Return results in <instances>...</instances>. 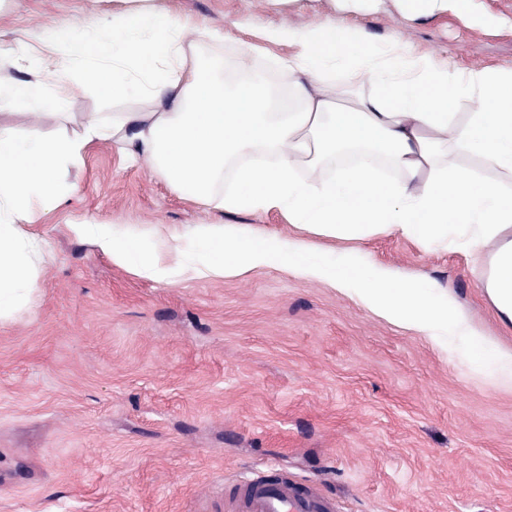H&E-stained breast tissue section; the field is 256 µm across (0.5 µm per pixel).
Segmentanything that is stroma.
Here are the masks:
<instances>
[{
    "label": "stroma",
    "mask_w": 512,
    "mask_h": 512,
    "mask_svg": "<svg viewBox=\"0 0 512 512\" xmlns=\"http://www.w3.org/2000/svg\"><path fill=\"white\" fill-rule=\"evenodd\" d=\"M221 31L194 38L225 66L241 43L293 53L269 31L324 19L450 62L457 77L512 70V0L473 17L409 14L399 0H149ZM135 0H0V50L32 31L94 22ZM44 134L87 112H147L73 82ZM67 202L25 233L47 256L29 307L0 323V512H224L243 476L275 468L316 485L337 512H512V386L491 388L454 352L397 327L329 285L274 267L237 276L181 271L167 238L194 225L308 238L278 212H224L185 198L164 171L109 143L66 168ZM75 224H120L169 268L158 281L113 263ZM336 254L447 286L481 335L512 350L482 282L486 258L377 235L314 238Z\"/></svg>",
    "instance_id": "1"
}]
</instances>
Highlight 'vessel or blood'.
Instances as JSON below:
<instances>
[{"instance_id": "1", "label": "vessel or blood", "mask_w": 512, "mask_h": 512, "mask_svg": "<svg viewBox=\"0 0 512 512\" xmlns=\"http://www.w3.org/2000/svg\"><path fill=\"white\" fill-rule=\"evenodd\" d=\"M230 509L231 512H336V505L318 489L299 491L288 474L272 472L239 481Z\"/></svg>"}]
</instances>
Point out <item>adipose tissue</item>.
Here are the masks:
<instances>
[{"mask_svg":"<svg viewBox=\"0 0 512 512\" xmlns=\"http://www.w3.org/2000/svg\"><path fill=\"white\" fill-rule=\"evenodd\" d=\"M198 31L175 13L124 10L96 23L93 39L60 26L21 45L28 77L0 90V100L29 102L28 130L48 124L44 104L64 98L76 77L121 98L130 75H143L153 108L89 112L81 133L42 140L0 126V320L29 306L44 258L42 241L19 229L33 221L32 201L64 203L61 170L80 165L92 145L113 142L131 161L163 169L182 194L227 212L276 210L334 239L399 235L429 248L464 239L469 251L489 256L485 292L500 320L512 324V193L448 160L459 148L512 174V71L473 70L460 83L450 63L417 57L396 40L368 50L360 31L327 20L302 34L273 31L272 40L297 47L274 60L294 78L281 94L252 74L248 44L216 79L187 53L185 37ZM352 81L372 85V93L347 98ZM463 95L473 110L460 120L450 107ZM348 148L360 157L334 182L300 177L301 169ZM261 149L275 155L273 165L247 163ZM385 165L398 179L379 176ZM228 168L236 188L216 197L214 183ZM73 230L113 262L156 279L166 275L116 225Z\"/></svg>","mask_w":512,"mask_h":512,"instance_id":"ef3b65f1","label":"adipose tissue"}]
</instances>
